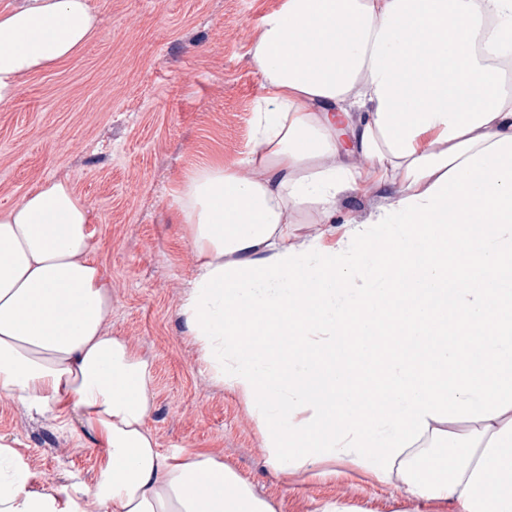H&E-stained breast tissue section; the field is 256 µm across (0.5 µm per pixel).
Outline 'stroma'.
Instances as JSON below:
<instances>
[{
	"label": "stroma",
	"mask_w": 512,
	"mask_h": 512,
	"mask_svg": "<svg viewBox=\"0 0 512 512\" xmlns=\"http://www.w3.org/2000/svg\"><path fill=\"white\" fill-rule=\"evenodd\" d=\"M281 2L91 0V38L69 61L29 76L0 108V212L61 179L91 209L92 256L112 282L107 329L152 366L147 426L162 453L222 457L276 512L330 503L338 512H450L347 461L322 476L272 473L255 421L203 370L180 315L196 262L175 191L214 153L232 165L248 151L262 93L251 49ZM392 200L369 188L344 195L337 234ZM0 437L22 451L37 488L92 483L105 456L78 417L31 413L1 392Z\"/></svg>",
	"instance_id": "obj_1"
}]
</instances>
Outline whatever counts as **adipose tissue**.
<instances>
[{
    "label": "adipose tissue",
    "instance_id": "1",
    "mask_svg": "<svg viewBox=\"0 0 512 512\" xmlns=\"http://www.w3.org/2000/svg\"><path fill=\"white\" fill-rule=\"evenodd\" d=\"M96 23L88 0L0 9V106ZM252 57L249 151L175 197L200 361L278 474L347 460L453 512H512V0H283ZM368 178L390 207L339 246L296 244L289 212L335 235ZM92 222L65 180L0 213V390L78 413L106 450L93 484L37 488L0 439V512H276L219 457L159 450L151 366L106 330Z\"/></svg>",
    "mask_w": 512,
    "mask_h": 512
}]
</instances>
